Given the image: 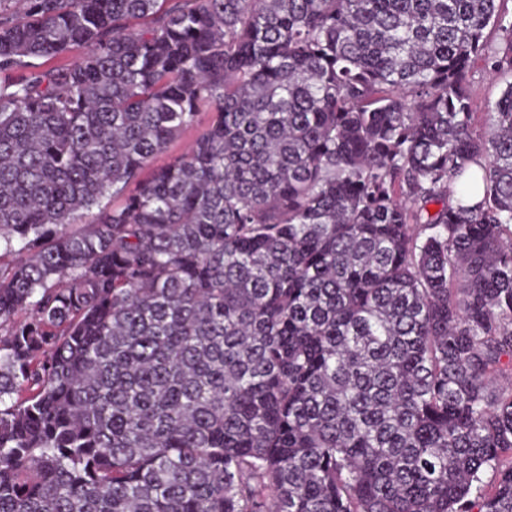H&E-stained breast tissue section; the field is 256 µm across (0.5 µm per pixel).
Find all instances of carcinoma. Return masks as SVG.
Returning <instances> with one entry per match:
<instances>
[{
    "instance_id": "1",
    "label": "carcinoma",
    "mask_w": 512,
    "mask_h": 512,
    "mask_svg": "<svg viewBox=\"0 0 512 512\" xmlns=\"http://www.w3.org/2000/svg\"><path fill=\"white\" fill-rule=\"evenodd\" d=\"M6 2L0 512H512L508 0ZM505 83L494 77L488 69H485L483 62L476 61L470 75V94L475 103L474 112H478L477 128L485 122L488 105L494 102L501 94ZM206 119H207L206 112H202L199 117V120H200L199 125L195 126L192 129H188L187 131H185L182 134V136L170 146L169 150L166 153L158 156L155 159L154 166H160V165L166 164L169 161H171L174 157L183 153L186 150V148L189 146V144L193 141V139L196 137L198 131L204 125Z\"/></svg>"
}]
</instances>
